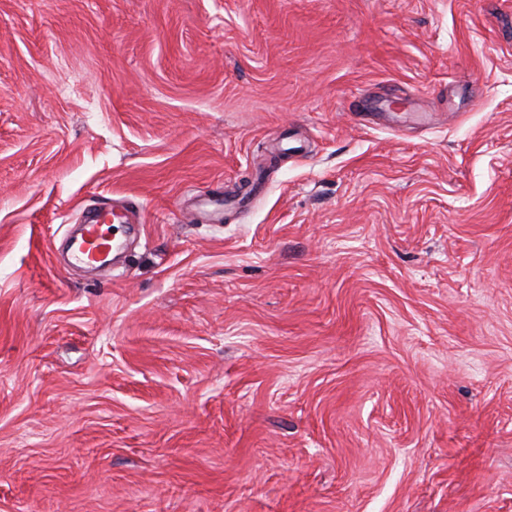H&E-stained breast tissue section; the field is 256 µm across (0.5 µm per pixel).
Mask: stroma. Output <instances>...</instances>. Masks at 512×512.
Here are the masks:
<instances>
[{"instance_id":"stroma-1","label":"stroma","mask_w":512,"mask_h":512,"mask_svg":"<svg viewBox=\"0 0 512 512\" xmlns=\"http://www.w3.org/2000/svg\"><path fill=\"white\" fill-rule=\"evenodd\" d=\"M0 512H512V0H0ZM113 216L111 209L104 208L96 213L93 221L83 225L72 255L74 264L94 266L112 251L117 234L126 224L115 223Z\"/></svg>"}]
</instances>
